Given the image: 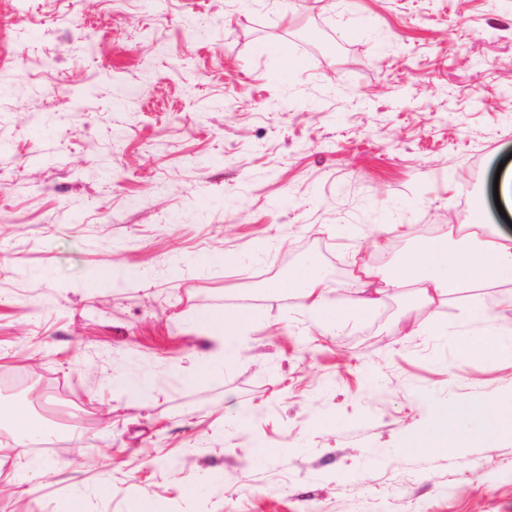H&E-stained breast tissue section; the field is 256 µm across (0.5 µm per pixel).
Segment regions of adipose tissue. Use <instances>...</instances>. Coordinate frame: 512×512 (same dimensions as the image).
Instances as JSON below:
<instances>
[{"instance_id": "ef3b65f1", "label": "adipose tissue", "mask_w": 512, "mask_h": 512, "mask_svg": "<svg viewBox=\"0 0 512 512\" xmlns=\"http://www.w3.org/2000/svg\"><path fill=\"white\" fill-rule=\"evenodd\" d=\"M484 217L473 212L466 223L449 225L443 234L421 239L417 249L389 271L359 264L354 277L360 285V296L350 306V313L370 309L379 301L376 283L385 280L392 289H417L428 303L457 288L476 285L512 288V235H484ZM279 290L299 296L304 307L316 314L327 309L324 279L317 262H308L278 281ZM205 332L215 343V353L231 361L240 337L254 322L246 310H227L219 314L202 313ZM476 416L486 433L512 424V409H502L497 402L468 400L428 407L423 428L408 432L403 447L417 452L456 451L473 446L464 435L465 419ZM5 422L17 445L43 436L44 431L30 413L28 404L18 399H0V422Z\"/></svg>"}]
</instances>
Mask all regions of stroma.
Returning a JSON list of instances; mask_svg holds the SVG:
<instances>
[{"mask_svg": "<svg viewBox=\"0 0 512 512\" xmlns=\"http://www.w3.org/2000/svg\"><path fill=\"white\" fill-rule=\"evenodd\" d=\"M0 81V376L28 381L0 398L84 416L0 470V512L103 476L92 512H512V431L401 446L425 402L512 400V357L463 336L479 305L512 339V305L347 313L394 225L512 230V0H0ZM312 259L329 316L274 288ZM227 308L256 314L229 364L198 323Z\"/></svg>", "mask_w": 512, "mask_h": 512, "instance_id": "1", "label": "stroma"}]
</instances>
